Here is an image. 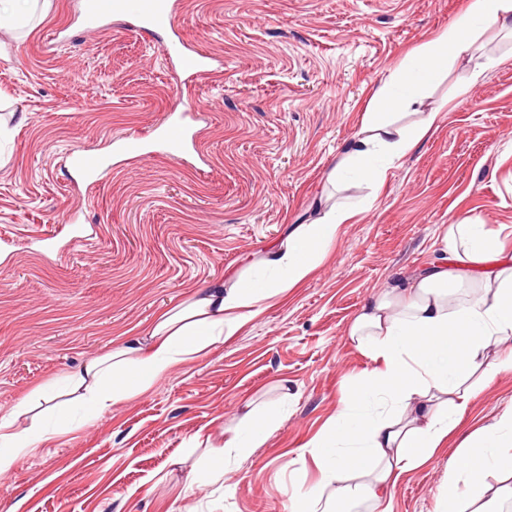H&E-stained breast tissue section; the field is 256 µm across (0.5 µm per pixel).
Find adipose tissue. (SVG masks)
<instances>
[{"mask_svg": "<svg viewBox=\"0 0 512 512\" xmlns=\"http://www.w3.org/2000/svg\"><path fill=\"white\" fill-rule=\"evenodd\" d=\"M512 32V0H476L472 10L417 47L375 91L360 129L327 175L372 186L433 128L438 111L420 112L422 91L447 77L453 64H470V84L489 65L476 57L485 34ZM419 111L408 123L406 111ZM354 205H330L313 222L297 225L284 241L224 281L191 298L90 359L77 371L34 390L0 417V475L49 437L30 413L66 395L91 414L151 390L179 363L235 336L268 303L306 280L336 241ZM350 341L374 366L358 390L345 395L324 437L306 453L318 485L297 488L294 512H333L339 503L370 501L373 512H394L403 473L417 468L461 424L468 401L486 380L512 371V252L499 232L483 224H448L436 257L413 276L374 294L351 320ZM275 410L247 411L216 449L217 459L249 456L282 424ZM490 475L512 479V409L479 427L457 449L442 482L440 512H505L502 489Z\"/></svg>", "mask_w": 512, "mask_h": 512, "instance_id": "obj_1", "label": "adipose tissue"}]
</instances>
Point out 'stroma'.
Returning <instances> with one entry per match:
<instances>
[{
    "label": "stroma",
    "instance_id": "obj_1",
    "mask_svg": "<svg viewBox=\"0 0 512 512\" xmlns=\"http://www.w3.org/2000/svg\"><path fill=\"white\" fill-rule=\"evenodd\" d=\"M83 2L39 0L30 24L0 28V416L308 223L319 197L368 207L237 335L93 422L74 411L0 477V512H290L294 486L320 479L300 448L373 365L346 336L362 305L433 259L441 225L477 220L512 248V38L488 44L498 63L468 95L462 66L429 90L440 116L381 186H333L374 90L472 0H176L172 27L223 62L190 84L165 33L132 15L92 28ZM185 109L197 147L172 155L157 130ZM128 135L142 152L124 153ZM81 150L103 159L94 178L71 163ZM248 405L284 422L212 477ZM511 407L512 372L489 379L402 475L395 512H437L455 449Z\"/></svg>",
    "mask_w": 512,
    "mask_h": 512
}]
</instances>
